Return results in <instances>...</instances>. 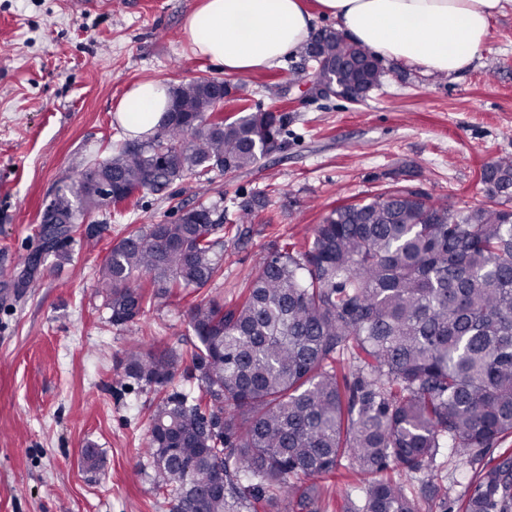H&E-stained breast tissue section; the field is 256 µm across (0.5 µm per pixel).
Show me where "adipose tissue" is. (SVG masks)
<instances>
[{"label":"adipose tissue","instance_id":"1","mask_svg":"<svg viewBox=\"0 0 512 512\" xmlns=\"http://www.w3.org/2000/svg\"><path fill=\"white\" fill-rule=\"evenodd\" d=\"M322 14L379 58L455 75L475 61L504 0H317ZM303 0H203L183 33L196 55L229 76L271 67L314 34ZM171 104L160 79L130 86L115 113L133 138L152 134Z\"/></svg>","mask_w":512,"mask_h":512}]
</instances>
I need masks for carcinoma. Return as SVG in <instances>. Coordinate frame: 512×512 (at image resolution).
Segmentation results:
<instances>
[{"instance_id": "carcinoma-1", "label": "carcinoma", "mask_w": 512, "mask_h": 512, "mask_svg": "<svg viewBox=\"0 0 512 512\" xmlns=\"http://www.w3.org/2000/svg\"><path fill=\"white\" fill-rule=\"evenodd\" d=\"M316 40L346 61L337 85H383L387 71L364 46L328 28ZM204 84H181L151 138L76 172L46 206L59 262L70 260L71 226L117 204L79 197L84 181L112 183L126 203L187 176L252 167L286 144L288 114L257 106L223 117ZM481 181L494 203L477 208L450 211L415 191L339 205L307 247L263 258L240 303L190 308L191 367L208 401L165 394L145 448L172 512H234L248 495L268 512H317L314 481L344 464L357 475L346 512H420L402 478L379 473L429 472L445 448L471 458L512 433V210L501 203L512 199V157L487 163ZM265 206L260 193L243 198L230 221ZM193 212L112 246L96 269L112 324L144 312L147 286L169 298L220 275L224 210ZM345 357L350 383L336 370ZM181 362L173 348L134 342L124 374L162 389ZM464 512H512V458L482 472Z\"/></svg>"}]
</instances>
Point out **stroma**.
I'll list each match as a JSON object with an SVG mask.
<instances>
[{
  "instance_id": "stroma-1",
  "label": "stroma",
  "mask_w": 512,
  "mask_h": 512,
  "mask_svg": "<svg viewBox=\"0 0 512 512\" xmlns=\"http://www.w3.org/2000/svg\"><path fill=\"white\" fill-rule=\"evenodd\" d=\"M199 0H0V512H171L144 448L153 388L124 378L130 341L190 356L193 303L233 305L259 261L302 247L336 206L418 190L449 209L489 202L485 164L512 156V0L491 22L474 65L456 76L386 63L382 87L359 103L306 102L301 54L245 77L193 55L181 31ZM234 85L224 113L249 105L288 114V144L254 167L198 174L75 225L69 262L46 251L41 217L77 170L127 142L115 118L133 83L197 79ZM265 194L250 224L224 227L221 278L184 297L155 299L126 327L109 321L95 270L121 238L174 221L179 208ZM99 451L87 469L83 449ZM512 457V434L479 459L430 474L443 497L421 512H462L483 466Z\"/></svg>"
}]
</instances>
